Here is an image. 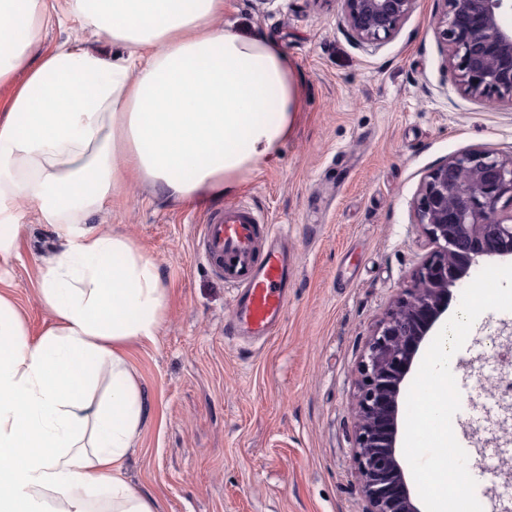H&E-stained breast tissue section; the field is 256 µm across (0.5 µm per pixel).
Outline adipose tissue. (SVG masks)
I'll list each match as a JSON object with an SVG mask.
<instances>
[{
    "label": "adipose tissue",
    "instance_id": "adipose-tissue-1",
    "mask_svg": "<svg viewBox=\"0 0 512 512\" xmlns=\"http://www.w3.org/2000/svg\"><path fill=\"white\" fill-rule=\"evenodd\" d=\"M59 12L83 35L43 49ZM223 12L224 0H0V258L23 229L20 201L63 239L41 268L54 323L40 337L0 293V512H155L119 470L144 422L125 348L156 336L165 290L133 241L88 219L122 208L133 181L180 203L230 195L287 138L291 60L263 34L214 26Z\"/></svg>",
    "mask_w": 512,
    "mask_h": 512
}]
</instances>
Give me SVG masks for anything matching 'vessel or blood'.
<instances>
[{
  "mask_svg": "<svg viewBox=\"0 0 512 512\" xmlns=\"http://www.w3.org/2000/svg\"><path fill=\"white\" fill-rule=\"evenodd\" d=\"M198 255L237 290L230 331L257 338L276 335L295 275L282 227L244 204L217 208L200 228Z\"/></svg>",
  "mask_w": 512,
  "mask_h": 512,
  "instance_id": "b4317fda",
  "label": "vessel or blood"
}]
</instances>
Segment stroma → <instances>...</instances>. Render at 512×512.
<instances>
[{"instance_id": "obj_1", "label": "stroma", "mask_w": 512, "mask_h": 512, "mask_svg": "<svg viewBox=\"0 0 512 512\" xmlns=\"http://www.w3.org/2000/svg\"><path fill=\"white\" fill-rule=\"evenodd\" d=\"M442 0H416L383 45L355 43L342 0H225L218 23L260 32L292 60L302 110L277 154L219 203L180 204L129 185L126 206L92 222L132 240L166 290L161 327L126 348L145 422L122 476L158 512H365L355 476L357 363L365 343L427 253L413 202L427 173L485 147L512 152V108L465 96L445 64ZM250 205L288 228L295 280L278 333L248 343L228 333L233 289L196 255L213 206ZM0 259V291L29 337L53 318L38 296L56 229L24 212ZM512 335V312L488 311L460 350L455 380L469 408L456 438L468 450L488 512H503L512 438L498 427L486 380L504 365L489 334Z\"/></svg>"}]
</instances>
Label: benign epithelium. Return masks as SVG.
<instances>
[{
    "mask_svg": "<svg viewBox=\"0 0 512 512\" xmlns=\"http://www.w3.org/2000/svg\"><path fill=\"white\" fill-rule=\"evenodd\" d=\"M353 40L377 47L391 39L416 0H342ZM438 28L447 67L472 99L512 107V29L508 0H442ZM512 155L475 148L429 171L414 202L429 252L375 324L357 366L355 473L367 512H421L397 455L402 384L447 312L450 288L482 257L512 256Z\"/></svg>",
    "mask_w": 512,
    "mask_h": 512,
    "instance_id": "1",
    "label": "benign epithelium"
}]
</instances>
